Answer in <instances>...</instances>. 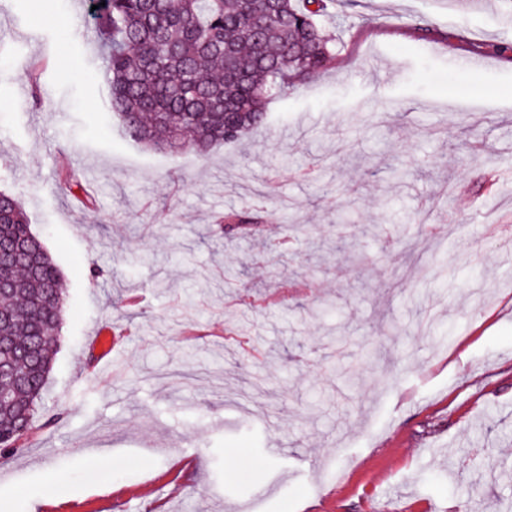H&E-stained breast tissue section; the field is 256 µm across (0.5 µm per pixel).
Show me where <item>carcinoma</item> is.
I'll return each instance as SVG.
<instances>
[{"label":"carcinoma","instance_id":"obj_1","mask_svg":"<svg viewBox=\"0 0 512 512\" xmlns=\"http://www.w3.org/2000/svg\"><path fill=\"white\" fill-rule=\"evenodd\" d=\"M109 108L154 151L207 154L268 123V100L313 81L334 56L318 22L334 0H103ZM233 213L232 229L259 225ZM0 460L28 451L53 366L65 288L21 202L0 192Z\"/></svg>","mask_w":512,"mask_h":512}]
</instances>
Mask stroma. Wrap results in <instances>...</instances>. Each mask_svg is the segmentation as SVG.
Returning a JSON list of instances; mask_svg holds the SVG:
<instances>
[{
    "label": "stroma",
    "mask_w": 512,
    "mask_h": 512,
    "mask_svg": "<svg viewBox=\"0 0 512 512\" xmlns=\"http://www.w3.org/2000/svg\"><path fill=\"white\" fill-rule=\"evenodd\" d=\"M91 7L0 0V191L66 286L44 424L0 462V512H496L512 0H337L325 72L206 157L124 137ZM256 188L259 236L221 233Z\"/></svg>",
    "instance_id": "stroma-1"
}]
</instances>
